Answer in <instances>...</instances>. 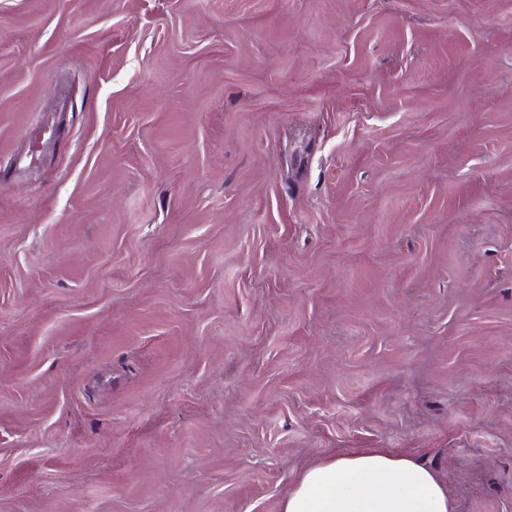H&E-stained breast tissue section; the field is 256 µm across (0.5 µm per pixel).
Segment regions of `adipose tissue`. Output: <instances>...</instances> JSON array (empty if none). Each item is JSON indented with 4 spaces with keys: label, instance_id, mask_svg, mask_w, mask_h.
Masks as SVG:
<instances>
[{
    "label": "adipose tissue",
    "instance_id": "ef3b65f1",
    "mask_svg": "<svg viewBox=\"0 0 512 512\" xmlns=\"http://www.w3.org/2000/svg\"><path fill=\"white\" fill-rule=\"evenodd\" d=\"M280 512H453L438 473L380 450L332 457L306 470Z\"/></svg>",
    "mask_w": 512,
    "mask_h": 512
}]
</instances>
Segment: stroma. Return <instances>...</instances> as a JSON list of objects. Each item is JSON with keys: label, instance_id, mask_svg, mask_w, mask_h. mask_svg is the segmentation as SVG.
I'll list each match as a JSON object with an SVG mask.
<instances>
[{"label": "stroma", "instance_id": "obj_1", "mask_svg": "<svg viewBox=\"0 0 512 512\" xmlns=\"http://www.w3.org/2000/svg\"><path fill=\"white\" fill-rule=\"evenodd\" d=\"M365 448L512 512V0H0V512Z\"/></svg>", "mask_w": 512, "mask_h": 512}]
</instances>
